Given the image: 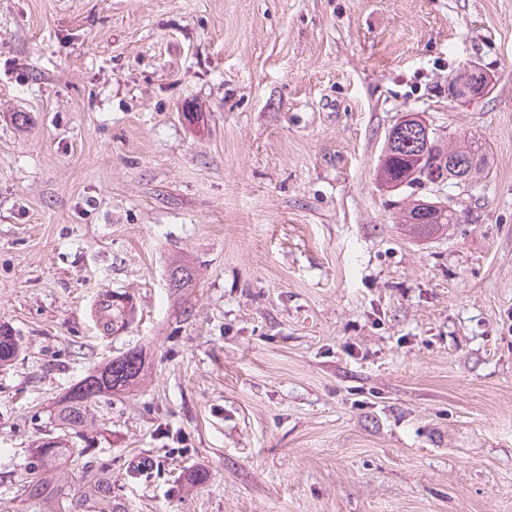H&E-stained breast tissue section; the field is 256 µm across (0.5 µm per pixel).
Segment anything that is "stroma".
Instances as JSON below:
<instances>
[{
	"mask_svg": "<svg viewBox=\"0 0 512 512\" xmlns=\"http://www.w3.org/2000/svg\"><path fill=\"white\" fill-rule=\"evenodd\" d=\"M409 113L489 159L432 237L376 180ZM0 326V512L132 348L75 464L120 512H512V0H0ZM470 80L466 87L457 88L448 82V98L450 101L472 103L487 97L489 87L486 86L487 76L485 71L476 67L469 72ZM113 291L106 290L96 295L94 300L91 302L88 314L92 321L95 330L100 336H111L112 327L115 328V333L126 330L133 324L134 321L130 320L128 314L121 307L112 308V300L124 306L125 310L131 311L132 314L137 316L138 303L137 299L131 293H120L122 298H113ZM109 306L112 308V321L104 317V307ZM20 340L0 327V367L9 366L20 353ZM145 361L143 351L133 349L95 368L59 400L54 417L67 428L71 438L89 441V408L104 397L137 387L145 376Z\"/></svg>",
	"mask_w": 512,
	"mask_h": 512,
	"instance_id": "stroma-1",
	"label": "stroma"
}]
</instances>
